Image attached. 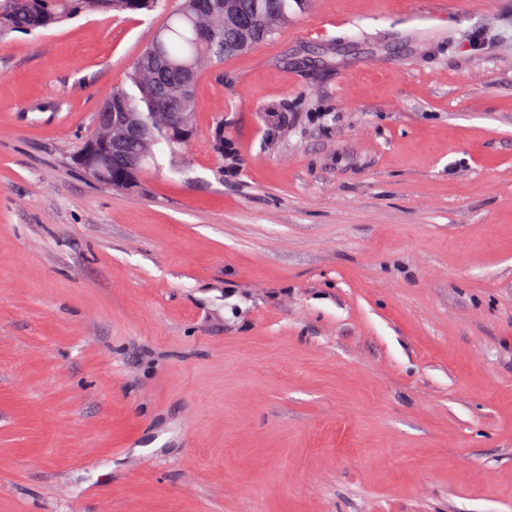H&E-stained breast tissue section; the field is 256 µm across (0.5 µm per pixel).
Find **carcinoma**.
<instances>
[{
  "instance_id": "1",
  "label": "carcinoma",
  "mask_w": 512,
  "mask_h": 512,
  "mask_svg": "<svg viewBox=\"0 0 512 512\" xmlns=\"http://www.w3.org/2000/svg\"><path fill=\"white\" fill-rule=\"evenodd\" d=\"M233 2L235 12L252 21L251 34L242 43H237V32L226 24L221 7H216L211 13L196 15L185 12L180 5L167 15L166 22L156 33L164 60L173 67L186 63L195 65L194 78L197 79L208 67L236 57L271 38L307 4V0ZM156 3L157 0H0V38L13 32L32 33L54 27L80 14L150 11ZM201 27L209 29L212 41L205 42L199 38ZM152 50V45H147L134 62L127 83L113 89L111 97L119 98V107L114 109L112 102L104 101L96 114L94 135L72 155V163L77 168L96 175L93 160L95 149L101 147L103 125L112 123V111L126 113L128 121L143 127L145 143L127 142L124 148L126 158L112 164L107 175L129 194H137L142 189L143 175L154 163L158 145H166L175 155L194 136L196 100L192 99L179 108L176 125L173 126L162 118L164 108L160 101L152 99L143 90L155 79V73L149 66Z\"/></svg>"
}]
</instances>
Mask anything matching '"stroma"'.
Instances as JSON below:
<instances>
[{"label":"stroma","instance_id":"35a3bbf8","mask_svg":"<svg viewBox=\"0 0 512 512\" xmlns=\"http://www.w3.org/2000/svg\"><path fill=\"white\" fill-rule=\"evenodd\" d=\"M176 3L0 38V512H512V0H310L96 185Z\"/></svg>","mask_w":512,"mask_h":512}]
</instances>
